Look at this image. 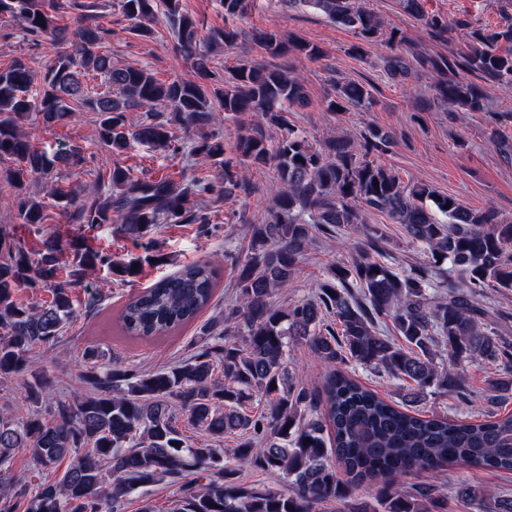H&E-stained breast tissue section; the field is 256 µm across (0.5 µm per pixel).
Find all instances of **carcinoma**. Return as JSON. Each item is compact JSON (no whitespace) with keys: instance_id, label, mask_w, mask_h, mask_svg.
I'll return each instance as SVG.
<instances>
[{"instance_id":"cac0c4a2","label":"carcinoma","mask_w":512,"mask_h":512,"mask_svg":"<svg viewBox=\"0 0 512 512\" xmlns=\"http://www.w3.org/2000/svg\"><path fill=\"white\" fill-rule=\"evenodd\" d=\"M225 18L245 16L250 0H221ZM336 24L366 40L381 34V22L360 0H309ZM403 11L441 33L447 23L425 14L422 0H399ZM73 28L56 22L53 0H0V24L18 23L24 38L57 46L71 41L75 52L58 51L40 81L14 58L0 67V182L13 190L6 203L23 224H44L50 212L68 224L94 229L114 224L147 252L112 259L80 238L51 233L41 249H28L14 225L0 224V383L22 374L31 381L23 418L0 408V473L14 454L30 453L41 471L68 465L33 495L17 489L0 497V512H124V498L144 495L140 512H156L145 494L166 481L178 486L173 512H448L447 466H474L512 473V413L483 409L482 399L463 381L466 363H490L499 377L491 387L512 399V336L491 326L481 300L490 289L512 292V224L491 209L473 210L456 197L425 184H403L392 169L368 155L387 148L392 135L369 126L362 141L338 138L316 148L291 124V108L307 104L306 90L288 69L269 61L242 63L220 75L211 68L215 48L238 38L232 26L203 31L181 0H119L125 29L153 36L150 22L163 15L175 34L174 52L197 80H161L150 70L112 66L103 45L110 31L98 21L95 0H69ZM44 25H39V22ZM263 53L284 58L298 53L315 62L322 51L299 37L257 31ZM512 25L465 33L456 52L480 79L512 83ZM421 64L436 74L435 99L470 112L485 109L484 88L457 77V61L429 57ZM110 86L92 91L90 75ZM371 103L369 89L335 83L324 97L328 112ZM158 106L171 108L163 120ZM236 120H258L242 131L232 156L213 135L192 141L187 155L199 172L179 180L135 175L114 164L88 188L59 177L80 169L86 156L60 143L37 148L22 132L41 117L43 126L66 125L78 110L97 114V139L114 155L138 143L166 157L177 156L172 126L200 131L215 120V108ZM145 110L134 120L129 113ZM275 127L277 139L267 133ZM302 161H297V158ZM273 166L274 204L260 224L248 225L247 251L231 258L236 270L235 304L219 320L199 326L197 350L189 361L140 372L89 347L82 380L89 392L73 399L54 396L56 380L33 366L35 349L51 351L74 318L73 288L101 270L120 283L139 272L132 266L162 259L153 235L162 224H197L206 234V198L224 201L253 191L250 168ZM214 169L218 175H210ZM375 210L402 227L409 242L431 261L400 272L376 259L381 234L363 228L366 248L348 262L331 265L314 295L286 306L276 296L288 291L308 254L364 223ZM448 261L438 273L439 259ZM216 268L197 260L159 278L121 310L129 336H165L193 321L211 300ZM45 289L51 299L31 304L24 291ZM392 322L393 329L385 328ZM400 336L399 344L394 336ZM306 346L327 371L320 384L293 378L288 348ZM355 364L386 373L406 385L396 407L361 384L342 366ZM453 390L467 414L425 416L416 406L429 394ZM206 439L190 441L178 416ZM238 441L224 448V436ZM246 470L284 479L288 489L247 485ZM422 481L408 488L403 478ZM473 512H512V497L495 495L465 479L455 487Z\"/></svg>"}]
</instances>
